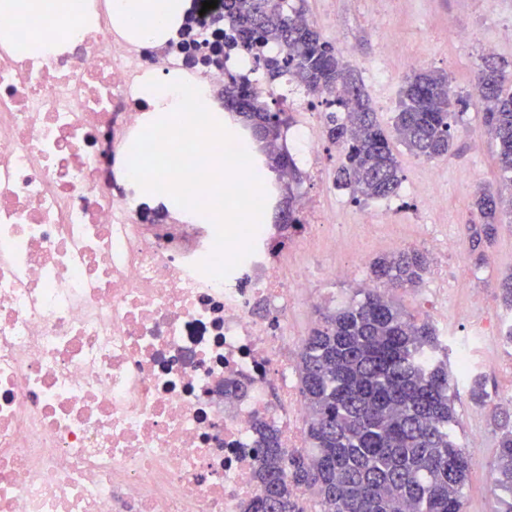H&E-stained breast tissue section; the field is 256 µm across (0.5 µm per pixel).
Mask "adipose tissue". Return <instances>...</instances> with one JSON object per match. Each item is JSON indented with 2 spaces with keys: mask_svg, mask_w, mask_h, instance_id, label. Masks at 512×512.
I'll return each mask as SVG.
<instances>
[{
  "mask_svg": "<svg viewBox=\"0 0 512 512\" xmlns=\"http://www.w3.org/2000/svg\"><path fill=\"white\" fill-rule=\"evenodd\" d=\"M191 7V0H112V23L130 38L164 42L175 37ZM79 12L85 26L97 20L87 0H0V15L68 17Z\"/></svg>",
  "mask_w": 512,
  "mask_h": 512,
  "instance_id": "obj_1",
  "label": "adipose tissue"
}]
</instances>
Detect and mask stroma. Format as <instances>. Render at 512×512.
I'll use <instances>...</instances> for the list:
<instances>
[{
	"label": "stroma",
	"instance_id": "stroma-1",
	"mask_svg": "<svg viewBox=\"0 0 512 512\" xmlns=\"http://www.w3.org/2000/svg\"><path fill=\"white\" fill-rule=\"evenodd\" d=\"M292 4L302 8L339 55L349 59L383 128L392 124L399 88L407 75L399 60L408 54L421 53L422 68L447 73L456 93L466 98V107L452 123L454 145L447 157L427 161L395 145L403 174L398 195L359 202L351 190L337 187L336 171L344 155L327 140L322 143L320 171H312L302 157H295L299 181L293 189L298 200L317 201L335 213L348 236L358 233L361 212L390 209L394 227L368 243L371 259L401 249H423L433 225H446L450 243L447 270H428L419 287L396 291L394 300L406 313L430 321L445 346V355L450 356L454 341L467 335L471 296L482 293L483 327L489 340L473 342L472 359L479 365L495 357L503 349L499 329L504 319L512 316L498 295L500 280L512 274V216L503 215L486 262L475 265L468 231L469 224L477 220L475 195L484 187L498 188L500 171L498 147L484 125L473 74L488 43L495 44L496 60L505 63L512 74V0H292ZM375 14L381 15L388 27L392 54L383 52L370 23ZM344 262V255L326 253L310 263L309 271L319 277L324 295L321 309L359 300L360 288L370 281L366 267L356 277L321 279L325 266ZM483 378L488 392L485 403H475L461 386L454 399L459 444L473 450L464 488L466 512H492L495 506L485 478L498 448L493 409L512 392L511 371L492 369L485 371Z\"/></svg>",
	"mask_w": 512,
	"mask_h": 512
}]
</instances>
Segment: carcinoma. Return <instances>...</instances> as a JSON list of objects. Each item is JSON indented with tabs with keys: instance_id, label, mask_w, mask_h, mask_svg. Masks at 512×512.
<instances>
[{
	"instance_id": "obj_1",
	"label": "carcinoma",
	"mask_w": 512,
	"mask_h": 512,
	"mask_svg": "<svg viewBox=\"0 0 512 512\" xmlns=\"http://www.w3.org/2000/svg\"><path fill=\"white\" fill-rule=\"evenodd\" d=\"M224 18L231 31L225 46L251 53L279 46L280 53L266 59L269 78H286L321 98L326 136L346 149L339 186L365 199L396 195L400 163L364 84L304 10L285 7V0H224ZM474 88L497 142L503 187L512 197V90L504 68L482 59ZM464 104L448 74L415 72L400 90L394 137L416 157L444 158L456 107ZM224 107L242 117L261 142L282 137L278 115L249 81L224 85ZM266 165L279 176L296 170L292 157L279 150L267 153ZM503 199L502 191L484 189L474 202L480 223L469 231L479 264L497 237ZM282 218L284 230L302 224L291 190ZM370 269L372 281L389 291L416 288L427 257L399 251L376 258ZM362 293L360 301L320 313L303 341L298 375L311 448H282L273 429L256 426L260 494L247 512H303L295 493L300 488L319 498L321 512H464L471 460L454 434L456 382L448 362L434 356L436 331L377 289ZM466 384L472 400L485 402L482 375L470 373ZM497 416L494 512H512V413L500 410Z\"/></svg>"
}]
</instances>
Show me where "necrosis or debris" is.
<instances>
[{
  "label": "necrosis or debris",
  "instance_id": "4bbe7bcc",
  "mask_svg": "<svg viewBox=\"0 0 512 512\" xmlns=\"http://www.w3.org/2000/svg\"><path fill=\"white\" fill-rule=\"evenodd\" d=\"M79 17L0 15V29L67 46H0V512H245L258 492L257 423L303 445L295 300L319 292L291 256L363 262L319 204L303 231L260 225L225 280L197 270L211 224L146 218L115 169L141 126L142 77L188 70L216 89L252 73L225 52L188 65L208 35L193 15L162 46L127 41L106 0ZM0 38L4 42L12 43L16 54L24 58L33 54H49L62 49L61 43L55 35H49L41 38L39 41L30 43L17 40L12 33L7 30H0Z\"/></svg>",
  "mask_w": 512,
  "mask_h": 512
}]
</instances>
